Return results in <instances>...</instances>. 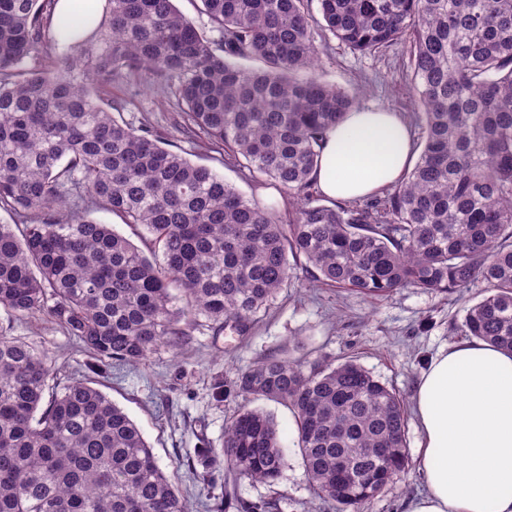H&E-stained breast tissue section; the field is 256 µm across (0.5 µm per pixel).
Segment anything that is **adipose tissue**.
Masks as SVG:
<instances>
[{
  "label": "adipose tissue",
  "instance_id": "adipose-tissue-1",
  "mask_svg": "<svg viewBox=\"0 0 512 512\" xmlns=\"http://www.w3.org/2000/svg\"><path fill=\"white\" fill-rule=\"evenodd\" d=\"M413 143L391 112L361 108L328 131L315 173L328 198L398 181ZM426 490L406 512H512V353L470 337L440 349L415 393Z\"/></svg>",
  "mask_w": 512,
  "mask_h": 512
}]
</instances>
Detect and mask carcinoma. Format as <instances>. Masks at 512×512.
Segmentation results:
<instances>
[{"label":"carcinoma","instance_id":"cac0c4a2","mask_svg":"<svg viewBox=\"0 0 512 512\" xmlns=\"http://www.w3.org/2000/svg\"><path fill=\"white\" fill-rule=\"evenodd\" d=\"M209 36L174 0H107L62 40L56 0H0V307L65 327L100 362L138 364L203 317L249 335L305 273L388 298L481 286L460 331L512 352V0H200ZM317 7H312V4ZM382 55L408 45L420 148L394 185L319 203L326 132L360 89L328 83L318 39ZM256 61L257 67L239 64ZM168 90L200 139L295 206L282 217L213 168L124 119L112 82ZM103 209L143 247L100 224ZM48 355L0 334V512H186L134 421L81 380L44 399ZM236 392L285 404L316 495L360 512L408 465V412L352 359L268 355ZM275 482L278 424L240 409L188 467Z\"/></svg>","mask_w":512,"mask_h":512}]
</instances>
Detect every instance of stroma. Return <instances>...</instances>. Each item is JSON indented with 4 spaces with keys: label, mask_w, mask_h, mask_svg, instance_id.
I'll return each instance as SVG.
<instances>
[{
    "label": "stroma",
    "mask_w": 512,
    "mask_h": 512,
    "mask_svg": "<svg viewBox=\"0 0 512 512\" xmlns=\"http://www.w3.org/2000/svg\"><path fill=\"white\" fill-rule=\"evenodd\" d=\"M407 64L404 47L373 58L352 53L333 38L320 55L327 81L342 87L362 84L361 104L386 108L404 119L415 110L405 86ZM128 100L125 119L149 121L160 135L183 144L172 121L175 110L157 88L135 86ZM183 146L192 161L210 163L206 146ZM217 171L244 196L271 200L280 214H287V196L273 187L256 185L236 163H225ZM479 297L476 287L463 302L452 295L408 288L386 299H371L303 279L280 292L251 335L215 333L211 323L201 318L184 344L160 346L136 367L115 361L100 365L82 351L76 337L44 316L16 317L0 309V331L48 354L57 369L50 391L84 379L122 408L184 498L187 512H214L215 500L222 494L221 488L208 486L188 470L187 457L200 448L220 447L226 423L244 406L263 410L277 421L286 466L271 485L245 478L234 481L238 501L273 499L277 512H333L312 493L290 409L273 400H250L237 394L233 382L238 371L270 354L298 358L310 352L335 364L352 356L410 402L430 359L455 341L451 326L461 324L467 302ZM423 489L418 461L410 459L402 479L361 512H403Z\"/></svg>",
    "instance_id": "1"
}]
</instances>
